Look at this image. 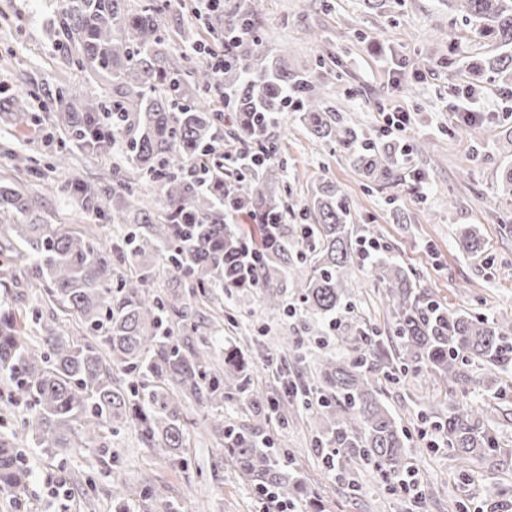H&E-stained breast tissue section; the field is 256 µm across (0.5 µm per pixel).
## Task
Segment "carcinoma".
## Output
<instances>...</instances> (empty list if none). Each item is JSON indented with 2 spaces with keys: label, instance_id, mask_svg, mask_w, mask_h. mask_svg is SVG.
<instances>
[{
  "label": "carcinoma",
  "instance_id": "carcinoma-1",
  "mask_svg": "<svg viewBox=\"0 0 512 512\" xmlns=\"http://www.w3.org/2000/svg\"><path fill=\"white\" fill-rule=\"evenodd\" d=\"M470 33L494 47L485 63L470 67L471 84L493 74L512 81V0H448ZM157 0L133 7L129 0H61L58 33L75 46L74 65L88 81L110 91L112 121L98 108L74 111L80 88L62 85L53 97L55 112H65L79 147L106 152L125 145L127 168L112 189L98 190L80 178L67 188L80 207L110 224L129 227L127 250L113 253L97 239L65 224H48L31 198L14 183H0V288H42L59 308L76 318L77 332L55 320L38 324V340L22 332L12 309L0 308V375L8 376L11 396L25 405L23 430L36 447L84 448L125 426L136 428L145 444L176 464L183 463L189 432L173 394L212 409L235 394L260 409L263 397L250 392L251 374L237 348L224 349V366L214 363L204 339L187 348L180 332L188 329L190 299L206 297L224 281L239 280L238 257L244 237L227 219L241 214L255 221L257 240L252 281L263 308L284 309L288 287L306 310L322 321L350 302L352 275L359 262L350 244L351 203L335 183L313 190L308 224L283 220L281 200L267 178L253 167L224 164V138L242 141L273 163L279 147L269 127L295 104L300 122L317 140L339 142L353 166L381 180L393 177L398 149L392 142H359L326 108L317 91V70L290 73L261 50L252 36L258 3L248 0L229 18L219 6L205 25L216 33L241 31L252 37L226 58L224 81L233 96L221 106L211 98L216 76L206 65L194 68L175 60ZM13 168L32 174L37 160L4 150ZM204 161L208 173L186 172ZM148 179L159 210L138 191ZM150 250L163 252L172 287L188 289L162 297L149 291L153 274L135 267ZM385 288L394 317L390 342L364 332L352 358L330 353L321 358L316 382H300L277 410L282 421L299 409H313L327 421L320 434L336 449V461L372 466L397 488L408 455V437L381 400V378L430 369L453 384L448 412L437 413L434 429L442 444L465 463L488 462L497 448L479 410L456 396L472 377L464 362L479 360L506 371L512 365V320L473 319L453 311L417 289L403 265L381 257L370 264ZM224 455L261 493L286 504L306 484L274 456L260 427L223 430ZM17 436L0 437V491L20 500L29 469L16 448Z\"/></svg>",
  "mask_w": 512,
  "mask_h": 512
}]
</instances>
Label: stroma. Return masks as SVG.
<instances>
[{"label":"stroma","instance_id":"35a3bbf8","mask_svg":"<svg viewBox=\"0 0 512 512\" xmlns=\"http://www.w3.org/2000/svg\"><path fill=\"white\" fill-rule=\"evenodd\" d=\"M58 8L59 0H0V83L25 101L24 111L0 112V147L37 157L41 166L35 177L14 171L0 156V181L16 183L34 197L50 223L81 234L94 230L98 240L116 248L123 227L75 209L41 139L44 131H52L56 142L65 143L71 164L92 183L111 184L115 172L127 167L123 152L82 151L54 126L51 94L62 82L81 80L69 63L68 42L54 27ZM162 19L171 54L194 58L203 23L175 4ZM255 29L263 50L289 71L323 65L325 105L360 138L383 140L385 112L410 115L400 140L408 160L397 163L390 182L354 169L344 146L311 138L296 113L275 125L271 138L279 153L266 174L288 208L289 223H301L319 181L335 182L353 205V242L376 241L380 254L408 267L423 289L451 309L490 320L512 317V194L498 189L501 171L512 167V91L485 80L487 116L473 127L458 126L446 108L469 84V62L486 57L488 45L474 40L446 0H379L373 7L365 0H263ZM452 35L460 41L454 50L448 46ZM469 225L483 239L474 254L458 246L460 228ZM351 288L350 307L337 313L336 326L327 333L307 315L296 293L288 295L287 312L271 314L255 293L228 288L216 301L192 300L191 320L198 330L189 339L213 340L219 362L225 345H238L252 365L253 390L284 401L289 383L306 377L318 356L355 350L367 327L383 337L391 334L383 290L370 272L358 271ZM12 308L29 334L39 318H57L67 329L75 326L73 317L36 288L21 289ZM283 338L288 341L284 368L275 352ZM468 370L474 382L466 400L479 408L501 449L492 468H464L448 449L431 448L426 419L447 400L441 378L423 372L382 385L383 402L409 436V461L419 472L425 497L419 509L409 496L388 491L370 468L344 462L328 468L314 448V418L305 410L283 425L271 411L256 419L245 401L224 405L225 423L261 424L281 462L306 483L308 496L281 509L225 459L215 434L191 435L188 462L181 466L145 447L129 426L107 436L106 453L94 447L44 453L21 432L25 407L11 403L0 381V433H18L31 468L22 503L0 493V512H114L119 488L125 492L126 512H157L155 500L142 493L149 484L163 487L181 512H457L460 501L481 508L492 497L512 494V370L478 362Z\"/></svg>","mask_w":512,"mask_h":512}]
</instances>
